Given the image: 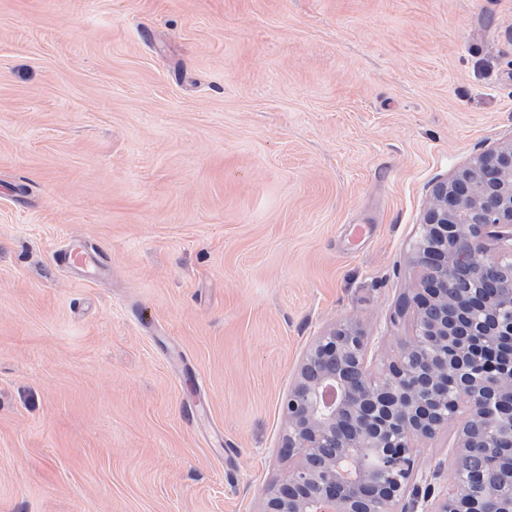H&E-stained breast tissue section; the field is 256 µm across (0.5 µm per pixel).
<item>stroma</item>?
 <instances>
[{"instance_id": "obj_1", "label": "stroma", "mask_w": 512, "mask_h": 512, "mask_svg": "<svg viewBox=\"0 0 512 512\" xmlns=\"http://www.w3.org/2000/svg\"><path fill=\"white\" fill-rule=\"evenodd\" d=\"M509 140L512 0H0V512H260L309 347L383 373L433 185ZM98 261L96 254L90 252L85 246L77 245L61 254V262L67 267L77 271L89 269Z\"/></svg>"}]
</instances>
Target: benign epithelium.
Segmentation results:
<instances>
[{
  "label": "benign epithelium",
  "mask_w": 512,
  "mask_h": 512,
  "mask_svg": "<svg viewBox=\"0 0 512 512\" xmlns=\"http://www.w3.org/2000/svg\"><path fill=\"white\" fill-rule=\"evenodd\" d=\"M501 285L499 311L462 335L451 318L474 301L458 292L457 264ZM418 288L407 297L414 333L398 340L384 375L372 377L369 340L356 320L337 323L309 350L282 403V447L296 463L265 494L260 512H512V141L482 154L432 189L414 251ZM466 418L458 447L476 446L468 425L489 422L481 446L500 449L501 485L482 475L453 481L436 498L415 483L416 444L454 416ZM378 458L369 470L364 453Z\"/></svg>",
  "instance_id": "1"
}]
</instances>
